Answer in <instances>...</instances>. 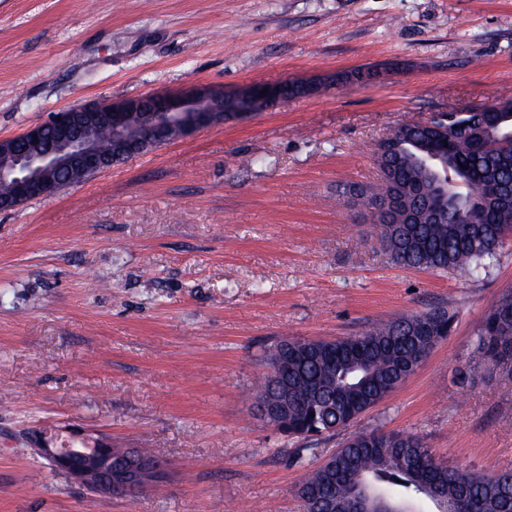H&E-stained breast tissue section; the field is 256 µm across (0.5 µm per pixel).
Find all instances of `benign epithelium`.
<instances>
[{"mask_svg":"<svg viewBox=\"0 0 512 512\" xmlns=\"http://www.w3.org/2000/svg\"><path fill=\"white\" fill-rule=\"evenodd\" d=\"M262 90L266 95H260ZM280 91L279 85L252 84L226 95L222 89L200 87L58 110L47 121L0 139V182L11 186L10 195L0 198V210L59 193L63 175L74 170L95 174L111 167L112 157L101 152L98 142L103 129L117 150L137 155L150 140L156 147L170 140L174 132L186 137L224 121L226 112L247 118L252 112L235 102L260 96L271 104L282 99ZM36 140L48 141L47 147L31 148ZM27 441L52 469L97 494L128 496L164 482L169 474L164 459L138 452L127 456L124 463L112 465V442L79 425L36 427L27 433Z\"/></svg>","mask_w":512,"mask_h":512,"instance_id":"obj_1","label":"benign epithelium"}]
</instances>
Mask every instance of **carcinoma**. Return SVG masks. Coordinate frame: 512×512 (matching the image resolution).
<instances>
[{
  "mask_svg": "<svg viewBox=\"0 0 512 512\" xmlns=\"http://www.w3.org/2000/svg\"><path fill=\"white\" fill-rule=\"evenodd\" d=\"M430 118L438 128L406 125L389 149H377L380 183L367 199L405 196L414 224H387L375 214L383 246L407 269L445 272L488 267L512 236V100ZM448 159V191L436 184L423 159ZM444 308L403 314L356 336L292 337L267 357L282 365L260 393L271 403L270 423L291 436L331 435L348 427L413 376L438 340L453 330ZM483 368L512 383V291L485 315L476 336ZM363 480L381 501L416 509L429 500L437 510L512 512V470L470 471L437 458L425 441L402 431L371 430L347 438L298 488L305 512H355L351 489Z\"/></svg>",
  "mask_w": 512,
  "mask_h": 512,
  "instance_id": "cac0c4a2",
  "label": "carcinoma"
}]
</instances>
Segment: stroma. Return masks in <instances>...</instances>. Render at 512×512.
Wrapping results in <instances>:
<instances>
[{"instance_id": "35a3bbf8", "label": "stroma", "mask_w": 512, "mask_h": 512, "mask_svg": "<svg viewBox=\"0 0 512 512\" xmlns=\"http://www.w3.org/2000/svg\"><path fill=\"white\" fill-rule=\"evenodd\" d=\"M289 80L308 92L0 211V512H300L305 474L374 429L512 468V385L469 372L512 237L486 269H405L342 191L379 182L397 128L512 98V0H0V138L61 108ZM435 307L450 336L335 436L258 414L282 338ZM68 423L159 451L166 483L110 498L52 472L24 433Z\"/></svg>"}]
</instances>
